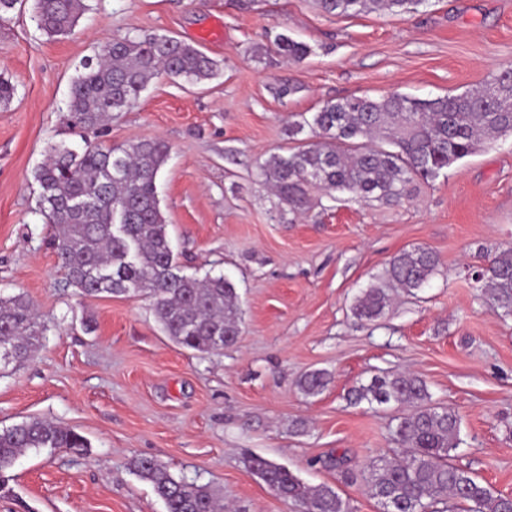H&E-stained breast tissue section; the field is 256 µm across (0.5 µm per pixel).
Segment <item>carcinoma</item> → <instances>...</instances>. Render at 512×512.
I'll use <instances>...</instances> for the list:
<instances>
[{
  "instance_id": "obj_1",
  "label": "carcinoma",
  "mask_w": 512,
  "mask_h": 512,
  "mask_svg": "<svg viewBox=\"0 0 512 512\" xmlns=\"http://www.w3.org/2000/svg\"><path fill=\"white\" fill-rule=\"evenodd\" d=\"M428 0H318L328 14L408 12ZM87 10L84 0H34L33 19L50 38L72 32ZM277 53L300 62L310 47L285 34ZM200 84L214 78L219 63L191 43L170 35L125 37L83 62L72 83L71 119L90 128L104 126L114 112L133 109L159 72ZM311 127L321 140L260 164L270 185L290 210L305 208L314 190L340 192L351 200L400 205L415 182L433 181L460 159L490 141L512 135V65L502 66L483 85L434 99L391 94L327 101L312 119L296 123L290 135ZM170 146L161 139L127 146H88L74 152L50 148L35 174L40 214L55 226L53 238L69 284L85 298L142 294L163 331L179 346L215 353L240 335L236 288L224 276L198 278L181 273L160 208L156 179ZM432 250L414 247L393 256L384 273L351 307L357 319H382L398 290L414 295L439 272ZM491 308L512 316V245L487 256L473 274ZM42 330L34 306L22 294L0 295V369L20 367L36 350ZM327 371L304 374L299 389L323 392ZM350 400L379 406L397 404L410 412L398 418L393 441L403 459L384 453L368 466V485L378 499L391 496L400 512H512V499L494 494L472 473L453 463L460 443V417L432 400L426 383L410 373L375 375L351 391ZM87 440L73 429L33 418L0 429V492L6 473L35 449H81ZM247 469L270 491L300 512H350L328 485L309 487L281 464L253 455ZM131 470L148 483L166 512H224V495L208 483L189 481L152 458H137Z\"/></svg>"
}]
</instances>
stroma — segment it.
I'll list each match as a JSON object with an SVG mask.
<instances>
[{
	"instance_id": "stroma-1",
	"label": "stroma",
	"mask_w": 512,
	"mask_h": 512,
	"mask_svg": "<svg viewBox=\"0 0 512 512\" xmlns=\"http://www.w3.org/2000/svg\"><path fill=\"white\" fill-rule=\"evenodd\" d=\"M71 35L37 30L24 0L0 17V75L17 87L0 108V295L22 294L43 330L32 359L0 373V428L40 418L83 435L88 448L31 451L8 473L0 512H165L131 471L151 457L219 489L235 512H298L246 468L260 455L310 485L334 486L351 512H380L363 466L394 449L399 408L354 404L350 391L382 372L423 378L461 417L455 464L512 495V318L468 278L482 255L512 244V136L417 182L400 206L319 193L301 214L262 184L258 165L297 147L289 124L323 102L398 93L458 94L512 62V0H430L401 14L344 16L316 0H89ZM307 43L299 63L273 45ZM167 34L222 63L199 86L156 75L136 108L101 129L71 124L81 62L108 41ZM292 85L293 93L280 89ZM160 138L158 180L182 271L224 275L242 310L235 344L183 349L148 300L87 299L66 281L39 213L35 172L54 144L123 146ZM435 251L440 272L367 324L350 308L398 252ZM330 372L318 396L306 372ZM330 382V375L327 371L318 369L304 374L299 382V389L308 396H316L323 392Z\"/></svg>"
}]
</instances>
